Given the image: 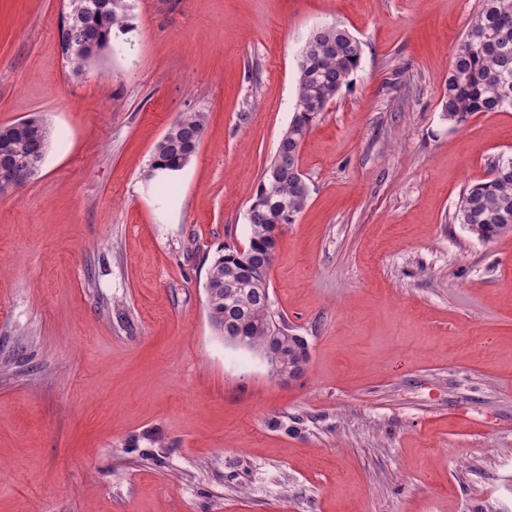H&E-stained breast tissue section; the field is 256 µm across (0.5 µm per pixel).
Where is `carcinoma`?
<instances>
[{
    "mask_svg": "<svg viewBox=\"0 0 512 512\" xmlns=\"http://www.w3.org/2000/svg\"><path fill=\"white\" fill-rule=\"evenodd\" d=\"M93 0H68L76 23L86 40L74 44L67 57L72 72L83 73L89 64L112 47L114 30L127 27V0H112L107 13ZM360 42L347 30L321 26L311 31L301 52L295 111L280 138L270 164L264 169L248 209L250 237L243 249L227 248L210 266L213 277L205 287L212 293L209 321L218 336L239 337L249 352L277 350L285 363L295 361L306 342L271 338L272 319L287 321L275 311L269 271L276 243L271 226L293 224L305 209L309 185L299 162L302 140L348 84L359 67ZM512 110V0H482L465 36L457 46L445 83L442 116L459 126L477 112ZM206 123L203 112H184L177 128L159 141L151 168H182L197 153ZM50 131L38 119L18 127H0V159L9 173L10 186L27 183L46 156ZM501 154L491 164L501 165L492 179L470 186L454 213L456 223L481 240L512 232V164Z\"/></svg>",
    "mask_w": 512,
    "mask_h": 512,
    "instance_id": "cac0c4a2",
    "label": "carcinoma"
}]
</instances>
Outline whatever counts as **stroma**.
Listing matches in <instances>:
<instances>
[{
    "instance_id": "obj_1",
    "label": "stroma",
    "mask_w": 512,
    "mask_h": 512,
    "mask_svg": "<svg viewBox=\"0 0 512 512\" xmlns=\"http://www.w3.org/2000/svg\"><path fill=\"white\" fill-rule=\"evenodd\" d=\"M83 74L63 0H0V126L41 117L0 194V512H512V232L456 204L512 154V112L442 117L480 0H128ZM320 25L359 68L309 130L274 305L298 381L224 345L208 270L247 213ZM205 113L161 200L155 146ZM16 127V122L0 127V168L3 160L9 173V187L27 183L38 171L46 156L50 131L38 119ZM2 156V159H1Z\"/></svg>"
}]
</instances>
